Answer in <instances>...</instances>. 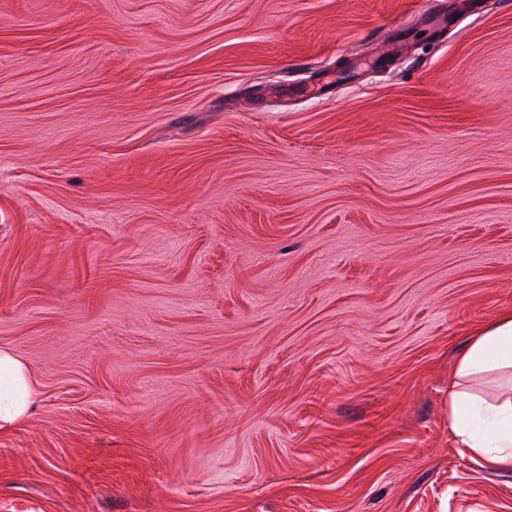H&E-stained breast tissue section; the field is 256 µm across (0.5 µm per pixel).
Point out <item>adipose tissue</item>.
<instances>
[{
  "label": "adipose tissue",
  "instance_id": "adipose-tissue-1",
  "mask_svg": "<svg viewBox=\"0 0 512 512\" xmlns=\"http://www.w3.org/2000/svg\"><path fill=\"white\" fill-rule=\"evenodd\" d=\"M512 377V317L499 320L476 336L455 362L448 387L453 428L462 443L491 466L512 469V388L487 400L469 384L485 375ZM40 399L27 364L0 348V425L24 420Z\"/></svg>",
  "mask_w": 512,
  "mask_h": 512
}]
</instances>
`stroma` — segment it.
Wrapping results in <instances>:
<instances>
[{
    "label": "stroma",
    "instance_id": "1",
    "mask_svg": "<svg viewBox=\"0 0 512 512\" xmlns=\"http://www.w3.org/2000/svg\"><path fill=\"white\" fill-rule=\"evenodd\" d=\"M507 314L512 0H0V512H512ZM490 374L512 378V317L501 319L476 336L455 362L448 387L453 428L461 442L491 466L512 469V387L487 400L468 384ZM463 409L469 411L464 416ZM39 399V387L27 364L0 348V425L24 420Z\"/></svg>",
    "mask_w": 512,
    "mask_h": 512
}]
</instances>
